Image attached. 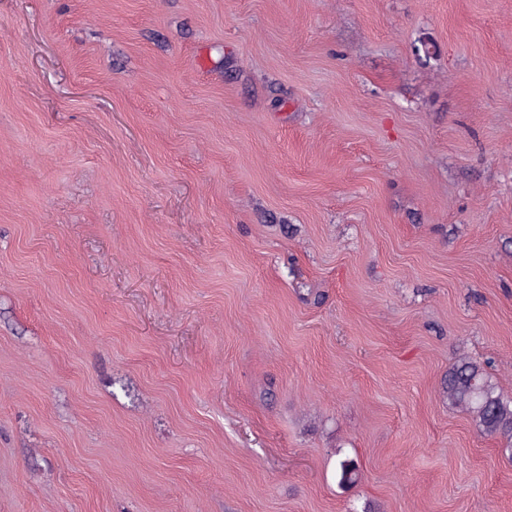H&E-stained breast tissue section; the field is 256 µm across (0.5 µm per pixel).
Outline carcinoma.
Returning <instances> with one entry per match:
<instances>
[{
	"label": "carcinoma",
	"instance_id": "cac0c4a2",
	"mask_svg": "<svg viewBox=\"0 0 512 512\" xmlns=\"http://www.w3.org/2000/svg\"><path fill=\"white\" fill-rule=\"evenodd\" d=\"M443 393L449 407L465 412L477 432L497 439L504 454L512 458V398L503 395L481 363L457 357L448 369ZM335 478L341 486L354 485L359 478L355 462L338 459Z\"/></svg>",
	"mask_w": 512,
	"mask_h": 512
}]
</instances>
